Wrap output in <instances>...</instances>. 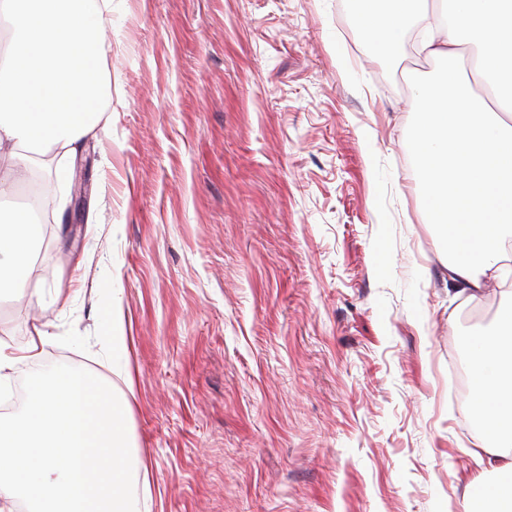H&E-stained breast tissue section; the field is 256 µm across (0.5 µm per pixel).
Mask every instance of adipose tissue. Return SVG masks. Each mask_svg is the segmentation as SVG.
Listing matches in <instances>:
<instances>
[{"label":"adipose tissue","mask_w":512,"mask_h":512,"mask_svg":"<svg viewBox=\"0 0 512 512\" xmlns=\"http://www.w3.org/2000/svg\"><path fill=\"white\" fill-rule=\"evenodd\" d=\"M452 2L446 20L425 0H358L354 21L379 57L411 33L419 51L444 61L433 81L416 88L412 153L427 214L448 239L449 279L469 297L492 285L506 299L512 271L500 261L512 240V0ZM111 12L112 0H0L8 23L0 48V188L24 180L27 152L67 174L81 140L108 128L112 90L100 35ZM460 31L477 48L483 93L455 66ZM40 238L27 210L0 221V295L27 288ZM464 342L486 469L461 512H512V302Z\"/></svg>","instance_id":"ef3b65f1"}]
</instances>
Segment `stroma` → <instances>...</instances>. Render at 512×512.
Returning a JSON list of instances; mask_svg holds the SVG:
<instances>
[{
  "instance_id": "1",
  "label": "stroma",
  "mask_w": 512,
  "mask_h": 512,
  "mask_svg": "<svg viewBox=\"0 0 512 512\" xmlns=\"http://www.w3.org/2000/svg\"><path fill=\"white\" fill-rule=\"evenodd\" d=\"M105 38L111 128L73 179L33 165L67 207L0 343L43 326L40 366L128 401L151 512H460L484 468L460 336L500 304L449 280L420 201L441 62L374 58L340 0H112ZM107 328L111 335L112 354L124 356L127 350V336H125L120 308L114 304H111L108 310Z\"/></svg>"
}]
</instances>
